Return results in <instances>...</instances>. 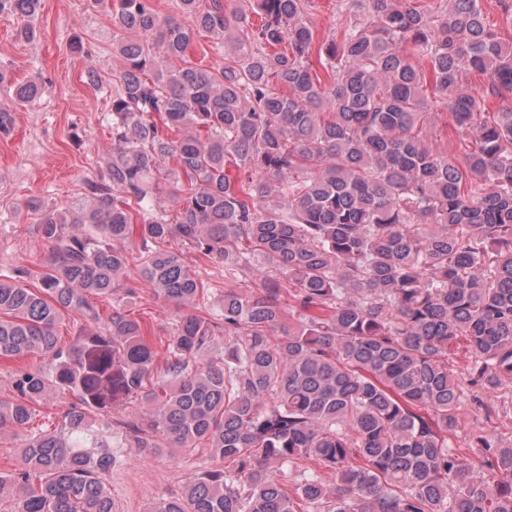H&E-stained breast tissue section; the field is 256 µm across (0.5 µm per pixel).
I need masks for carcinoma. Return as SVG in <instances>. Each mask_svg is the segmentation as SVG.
Instances as JSON below:
<instances>
[{
	"instance_id": "1",
	"label": "carcinoma",
	"mask_w": 512,
	"mask_h": 512,
	"mask_svg": "<svg viewBox=\"0 0 512 512\" xmlns=\"http://www.w3.org/2000/svg\"><path fill=\"white\" fill-rule=\"evenodd\" d=\"M369 2L317 45L306 0H253L255 26L226 0H178L190 26L113 0L112 152L78 209L26 203L48 261L0 277V360L43 358L0 391L25 437L12 512H117L129 448L216 461L151 512H512V439L459 436L462 398L489 421L512 387V46L481 0ZM40 8L0 0L26 39ZM198 31L224 65L167 67ZM440 103L461 155L432 140ZM191 252L233 277L203 315ZM133 275L183 310L168 335L130 312Z\"/></svg>"
}]
</instances>
